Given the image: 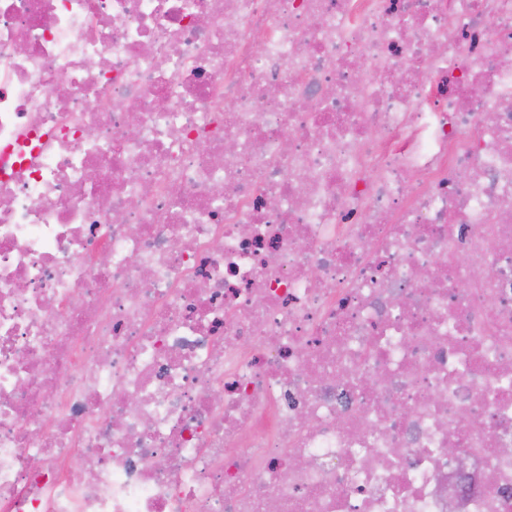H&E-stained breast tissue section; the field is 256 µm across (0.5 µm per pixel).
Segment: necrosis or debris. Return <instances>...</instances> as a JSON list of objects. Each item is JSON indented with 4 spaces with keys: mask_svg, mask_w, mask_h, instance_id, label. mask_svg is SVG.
Returning <instances> with one entry per match:
<instances>
[{
    "mask_svg": "<svg viewBox=\"0 0 512 512\" xmlns=\"http://www.w3.org/2000/svg\"><path fill=\"white\" fill-rule=\"evenodd\" d=\"M0 512H512V0H0Z\"/></svg>",
    "mask_w": 512,
    "mask_h": 512,
    "instance_id": "obj_1",
    "label": "necrosis or debris"
}]
</instances>
